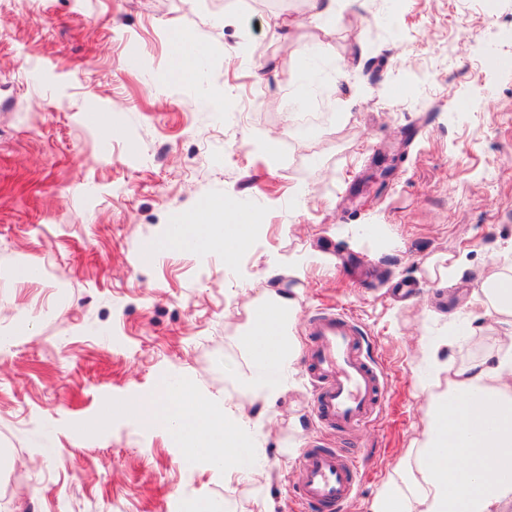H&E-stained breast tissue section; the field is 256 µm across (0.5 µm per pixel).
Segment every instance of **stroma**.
<instances>
[{
    "label": "stroma",
    "mask_w": 512,
    "mask_h": 512,
    "mask_svg": "<svg viewBox=\"0 0 512 512\" xmlns=\"http://www.w3.org/2000/svg\"><path fill=\"white\" fill-rule=\"evenodd\" d=\"M351 12L326 26L308 0H0V512H301L293 474L317 447L357 456L342 512H369L416 453L429 345L458 335L456 369L495 349L473 293L512 261V0ZM288 19L291 42L271 29ZM183 31L195 77L173 68ZM211 200L262 217L229 262L166 244ZM315 252L324 265L286 276ZM448 255L464 273L431 279ZM296 289L298 352L314 313L343 311L384 375L353 437L316 425L303 362L272 405L241 384L254 308ZM164 384L261 415L254 474L225 479L135 412Z\"/></svg>",
    "instance_id": "obj_1"
}]
</instances>
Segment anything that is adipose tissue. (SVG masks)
Here are the masks:
<instances>
[{
	"instance_id": "obj_1",
	"label": "adipose tissue",
	"mask_w": 512,
	"mask_h": 512,
	"mask_svg": "<svg viewBox=\"0 0 512 512\" xmlns=\"http://www.w3.org/2000/svg\"><path fill=\"white\" fill-rule=\"evenodd\" d=\"M260 221L255 214L239 222L224 202L214 200L188 217L185 233L205 244L228 243L237 252L247 247ZM476 300L483 316L503 327V338L494 351L452 373L443 352L454 337L432 345L428 366L433 373H448V382L444 390L428 394L413 462L389 475L369 512H497L499 504L512 501V268L487 276ZM299 310V298L274 294L251 321L248 344H256L263 327L275 332L272 351L253 353L243 379L244 387L263 400H275L290 383ZM149 413L191 451L222 449L226 473H251L247 435L261 427V420L220 417L191 391L168 387Z\"/></svg>"
}]
</instances>
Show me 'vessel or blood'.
<instances>
[{
	"label": "vessel or blood",
	"instance_id": "vessel-or-blood-1",
	"mask_svg": "<svg viewBox=\"0 0 512 512\" xmlns=\"http://www.w3.org/2000/svg\"><path fill=\"white\" fill-rule=\"evenodd\" d=\"M306 370L315 382L314 415L320 426L346 435L374 420L384 377L368 352L361 327L340 311L308 323ZM357 463L341 448H307L298 460L295 494L311 512H340L356 490Z\"/></svg>",
	"mask_w": 512,
	"mask_h": 512
}]
</instances>
